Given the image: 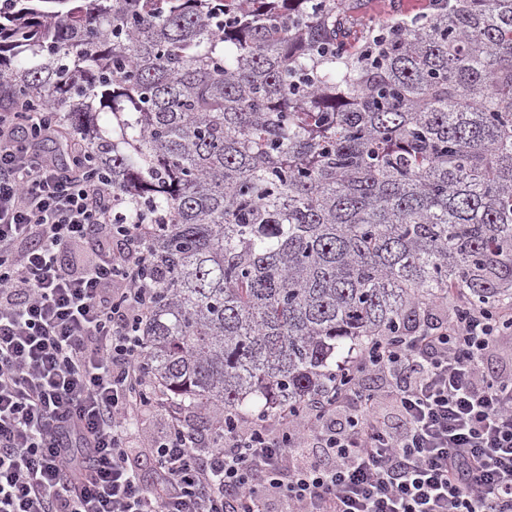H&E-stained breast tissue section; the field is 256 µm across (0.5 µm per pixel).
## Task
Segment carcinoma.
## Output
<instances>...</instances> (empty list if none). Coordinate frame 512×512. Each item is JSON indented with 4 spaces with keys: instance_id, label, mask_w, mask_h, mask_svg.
I'll use <instances>...</instances> for the list:
<instances>
[{
    "instance_id": "cac0c4a2",
    "label": "carcinoma",
    "mask_w": 512,
    "mask_h": 512,
    "mask_svg": "<svg viewBox=\"0 0 512 512\" xmlns=\"http://www.w3.org/2000/svg\"><path fill=\"white\" fill-rule=\"evenodd\" d=\"M364 2L0 9V88L152 225L136 335L174 405L298 409L336 389V349L457 292L512 301V0ZM427 0H401L392 3L390 0H369L365 3V13L373 19L388 16L392 10H401L407 14H415L425 10Z\"/></svg>"
}]
</instances>
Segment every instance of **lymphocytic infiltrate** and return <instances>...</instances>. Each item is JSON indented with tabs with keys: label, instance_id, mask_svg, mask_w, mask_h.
<instances>
[{
	"label": "lymphocytic infiltrate",
	"instance_id": "obj_1",
	"mask_svg": "<svg viewBox=\"0 0 512 512\" xmlns=\"http://www.w3.org/2000/svg\"><path fill=\"white\" fill-rule=\"evenodd\" d=\"M27 121L0 113V512H512V361L492 363L512 305L459 295L349 349L341 386L276 424L218 414L205 438L171 415L144 481L128 439L152 404L132 334L149 227L118 223L111 184L42 154L58 127ZM367 371L385 390L364 392Z\"/></svg>",
	"mask_w": 512,
	"mask_h": 512
}]
</instances>
